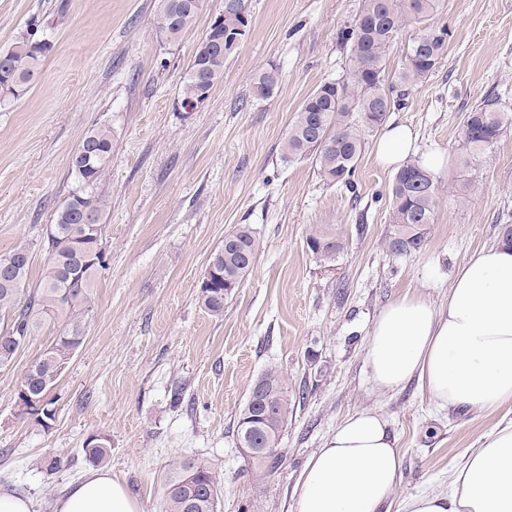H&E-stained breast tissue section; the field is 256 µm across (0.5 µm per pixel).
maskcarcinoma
Returning <instances> with one entry per match:
<instances>
[{
  "mask_svg": "<svg viewBox=\"0 0 512 512\" xmlns=\"http://www.w3.org/2000/svg\"><path fill=\"white\" fill-rule=\"evenodd\" d=\"M193 0H159V38L178 43L194 26L199 8ZM435 0H361L354 20L338 33V43L348 54V71L339 82H326L302 103L282 145L287 161L310 159L327 184L356 191L355 173L365 149V136L379 129L391 112L404 105L410 91L437 69L448 48V28L430 23ZM421 26L401 71L392 83L386 79L387 51L407 25ZM224 33L207 29L196 45L180 87L181 106L212 91L224 80ZM51 50L48 40L34 39L31 30L19 33L0 50V106L25 96L41 72ZM280 81L277 70L260 71L254 91L259 98L273 95ZM512 125V114L488 97L464 117L459 150L474 158L491 149ZM112 128L100 125L83 138L71 158V172L80 190L56 210L43 236L48 253L40 281L29 286V249L17 246L0 254V368L9 366L21 342L39 335L45 325L57 326L46 348L26 368L20 385L43 392L56 384L61 366L69 363L85 339L91 290L107 268L104 217L107 200L98 191L112 158ZM438 183L419 159L410 160L396 173L389 195L387 250L406 255L419 250L426 226L434 221ZM308 249L326 264L344 249L343 237L332 224L316 225L306 238ZM259 245L250 225L240 224L224 236V245L209 259L199 298L207 312L224 315V297L239 287L252 271ZM261 391L255 403L245 402L235 426L236 436L251 429L256 448L280 440L295 401L275 370L253 383ZM109 440L98 437L83 444L85 459L99 465L108 456ZM221 483L205 463L182 459L167 477L165 512H218Z\"/></svg>",
  "mask_w": 512,
  "mask_h": 512,
  "instance_id": "1",
  "label": "carcinoma"
}]
</instances>
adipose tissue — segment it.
Instances as JSON below:
<instances>
[{"instance_id":"1","label":"adipose tissue","mask_w":512,"mask_h":512,"mask_svg":"<svg viewBox=\"0 0 512 512\" xmlns=\"http://www.w3.org/2000/svg\"><path fill=\"white\" fill-rule=\"evenodd\" d=\"M411 127L391 125L375 146L384 167L400 168L416 144ZM381 392L419 383L454 413L512 403V245L473 252L455 274L446 307L404 295L375 318L366 347ZM401 455L388 421L373 410L347 416L309 457L294 487L292 512H512V424L470 449L448 492L393 505ZM54 512H141L127 487L92 469L69 487Z\"/></svg>"}]
</instances>
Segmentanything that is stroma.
<instances>
[{"label": "stroma", "instance_id": "35a3bbf8", "mask_svg": "<svg viewBox=\"0 0 512 512\" xmlns=\"http://www.w3.org/2000/svg\"><path fill=\"white\" fill-rule=\"evenodd\" d=\"M248 4V38L206 103L188 112L179 87L224 0H202L176 45L156 35L158 0H0V50L30 25L53 45L27 96L0 110V254L29 246L40 276L47 255L39 242L79 188L74 151L94 126L110 125L113 136L100 186L109 266L92 290L85 340L50 393L54 417L23 418L15 407L16 386L54 326L0 368V488L31 498L34 512H54L89 470L82 447L92 435L109 438L106 467L142 512H163L169 466L183 458L220 478L218 512H290L308 458L348 415L376 410L395 432L398 502L447 491L469 449L512 422V404L460 416L414 383L381 393L365 363L384 306L411 293L446 303L457 267L512 224V128L472 163L458 150L468 109L495 93L512 113V0H436L433 21L451 34L447 52L390 115L417 131L416 157L444 158L434 222L407 256L385 248L395 172L376 162V135L353 193L324 184L311 161L281 157L303 101L345 76L337 33L360 0ZM271 66L277 89L253 98L255 75ZM240 224L254 229L259 254L217 318L202 307L198 284ZM317 224L335 225L345 240L328 266L306 245ZM270 369L297 401L275 468L254 475L234 426L251 385ZM52 458L58 470H47Z\"/></svg>", "mask_w": 512, "mask_h": 512}]
</instances>
